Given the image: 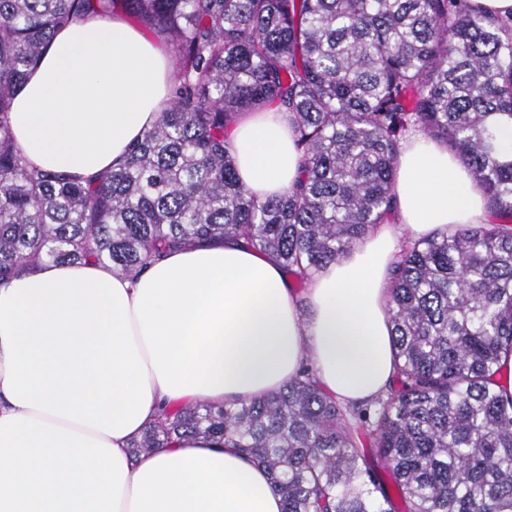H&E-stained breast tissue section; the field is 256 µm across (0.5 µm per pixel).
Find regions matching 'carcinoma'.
<instances>
[{
    "label": "carcinoma",
    "instance_id": "1",
    "mask_svg": "<svg viewBox=\"0 0 512 512\" xmlns=\"http://www.w3.org/2000/svg\"><path fill=\"white\" fill-rule=\"evenodd\" d=\"M134 11L176 48L172 103L116 168L84 184L29 170L13 100L54 34L81 14ZM277 105L296 185L264 202L226 132ZM512 15L468 0H0V285L42 263L132 274L173 250L234 239L306 287L394 220L402 142H442L483 189L488 222L402 243L387 315L397 373L345 405L305 366L224 406L165 411L135 455L187 435L240 448L282 512H512ZM371 430L377 454L359 448Z\"/></svg>",
    "mask_w": 512,
    "mask_h": 512
}]
</instances>
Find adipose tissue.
I'll return each mask as SVG.
<instances>
[{
    "label": "adipose tissue",
    "mask_w": 512,
    "mask_h": 512,
    "mask_svg": "<svg viewBox=\"0 0 512 512\" xmlns=\"http://www.w3.org/2000/svg\"><path fill=\"white\" fill-rule=\"evenodd\" d=\"M165 53L122 16L59 32L9 115L30 166L84 181L123 159L170 106ZM258 200L299 178L287 122L254 112L228 134ZM397 219L312 279L233 240L169 252L139 274L47 263L0 285V512H282L251 456L187 435L132 456L161 410L278 389L303 363L349 402L395 373L386 312L401 239L481 224L487 207L458 159L417 134L400 150Z\"/></svg>",
    "instance_id": "ef3b65f1"
}]
</instances>
